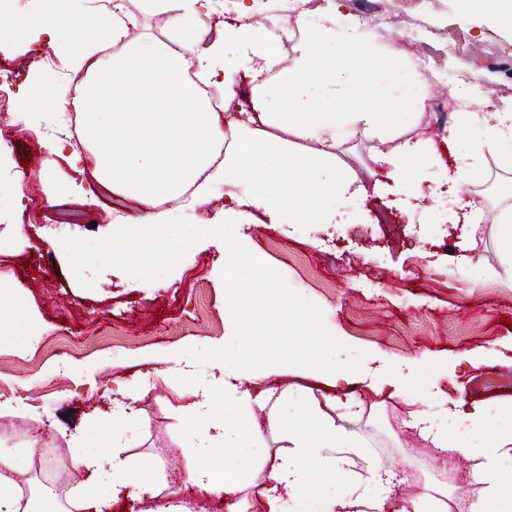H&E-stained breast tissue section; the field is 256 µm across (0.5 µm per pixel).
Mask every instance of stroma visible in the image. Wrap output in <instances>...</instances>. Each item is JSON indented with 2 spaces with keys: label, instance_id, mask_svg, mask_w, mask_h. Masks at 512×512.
Here are the masks:
<instances>
[{
  "label": "stroma",
  "instance_id": "35a3bbf8",
  "mask_svg": "<svg viewBox=\"0 0 512 512\" xmlns=\"http://www.w3.org/2000/svg\"><path fill=\"white\" fill-rule=\"evenodd\" d=\"M308 7L328 13L337 26L367 29L369 92L377 104H384L390 84H412L411 94L396 109L395 122L405 136L426 139L423 170L453 167L455 154L482 145L484 131L478 127L462 129L456 141L448 139L460 113L477 108L475 100L460 98V90L491 92L495 107L512 108V57L500 54L503 45L512 44V29L484 17L463 19L458 0H384L378 11L363 7L361 0H310ZM429 50L437 62L427 69L421 59ZM0 65L17 74L0 86L6 98L0 108V138L11 147L7 162L0 165V188L9 189L14 175H21L26 203L19 220L0 221V275L12 294L11 304L0 308V323L9 324L20 313L35 318L41 328L39 342L30 348L0 335V403L24 408L17 415H0L6 426L0 450L22 453V468L12 478L23 489L48 485L62 500L77 492L81 480L78 472L63 468L75 453L72 436L78 432L84 433L89 449L120 444L122 457L148 463L161 483L178 482L193 456V440L170 404L189 380L175 372L157 376L153 370L171 353L230 340L233 329L221 280L226 248L217 239L202 240L193 256L152 291L116 268L104 269L93 288L81 287L53 232L101 238L113 225L139 216L143 206L101 186L92 168L79 172L70 167L67 155H88V140L67 141L54 149L44 138L45 123L29 121L19 109V97L37 72L46 82L82 89L86 73L72 65L70 56L58 53L45 37L32 51L0 54ZM207 91L221 101L223 121L253 110L245 74L236 75L230 85L215 79ZM439 92L448 96L444 114L431 108ZM385 149L362 131L331 149L337 167L355 171L363 180L365 191L352 223L287 226L271 223L258 211L253 223L236 226L237 238L322 309L325 324L335 326L344 345L342 358L386 354L403 367L413 391L425 388L438 366L449 362L455 377L442 388L451 398L511 397L512 280L485 274L487 266L507 265L506 248L495 225L465 223L461 201L476 198L490 209L512 200V149L484 148L462 194L420 181L414 204L390 197V180L379 160ZM47 180L57 185L52 204L43 192ZM462 252L469 258L464 266L456 261ZM474 353L482 355L483 366L469 364ZM112 356L124 357L125 366H106ZM73 364H93L100 371L89 382L70 373ZM147 372L152 378L135 402V417L113 412L119 382ZM269 383L281 390L301 385L318 395H359L362 417L338 421L363 443L352 457L355 470L374 464L393 470L400 495L444 483L449 512H467L470 490L450 481L448 474L472 475L478 459L454 448L435 452L408 428L411 407L393 397L390 388L375 389L357 380L332 388L317 384L314 372L303 368L271 377ZM233 417L239 430L235 447L214 453L209 462L216 467L230 463L246 478L282 441L269 430L260 438L253 435L249 424L264 425L263 413L239 407ZM44 430L52 447L38 470L33 466L39 451L36 435ZM437 453L451 462V469L431 467Z\"/></svg>",
  "mask_w": 512,
  "mask_h": 512
}]
</instances>
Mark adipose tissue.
Masks as SVG:
<instances>
[{
  "label": "adipose tissue",
  "mask_w": 512,
  "mask_h": 512,
  "mask_svg": "<svg viewBox=\"0 0 512 512\" xmlns=\"http://www.w3.org/2000/svg\"><path fill=\"white\" fill-rule=\"evenodd\" d=\"M90 2L35 0V10L20 25L33 38L48 36L65 53L70 45L59 32L67 19L88 13ZM203 2L213 13L234 11L238 21L222 24L218 37L209 39L199 10ZM145 7L165 18L163 43L129 41L131 18L121 0H111L100 18L108 38L123 43V50L105 57L100 45L89 43L76 59L77 68L87 76L84 132L94 144L90 161L103 185L152 205L178 197L184 186L193 184L204 204L211 184L232 173L239 189L224 195L225 223H249L251 209L257 208L275 224H343L362 187L356 176L337 170L326 147L360 127L388 143L384 160L389 175L401 194L414 196L412 169L422 146L402 138L390 113L380 111L361 93L369 78L368 69L360 64L369 35L360 26L339 29L326 17L300 10L299 19L313 38L293 59L287 82L273 84L266 74L278 61L277 40L251 22L252 16L268 14L270 0H145ZM191 66L199 79L195 85L184 77ZM242 71L252 75L260 122L274 133L261 137L249 121H234L233 146L218 162L212 148L225 136L223 124L199 86L218 75L232 82ZM170 221V213L155 212L121 227L140 263L158 252L162 238L157 228ZM266 311L263 353L247 355L238 371L222 369L191 380L179 395L176 411L195 433L201 454L230 447L237 431L231 423L235 406L265 412L266 428L279 433L283 444L248 478L230 466L217 469L202 458L195 460L185 469L184 488L218 499L227 512H245L250 493L265 500L267 512H443L437 486L401 497L395 493L396 476L391 471H354L346 451L355 442L328 411L337 408L345 416L360 417L364 408L356 397L342 401L329 396L321 402L312 390L298 387L287 396L303 403L306 417L283 413L284 398L266 381L298 365L301 351L290 339L298 314L284 293L271 295ZM353 372L376 386L391 387L395 395L414 404L411 426L433 447H447L452 430L470 436V443L459 449L482 457L484 466L472 475L478 489L469 512H512V477L504 474L506 460H512V398L447 403L439 397L442 381L450 377L444 366L417 395L402 375L375 366L370 358L353 368L336 365L330 386L348 380ZM263 429L254 428V435ZM16 466L14 456L0 454V512H60L52 489L27 494L9 479ZM73 467L84 475L81 494L72 504L74 512H110L123 496L139 503L151 501L149 512H180L173 502L162 501L156 478L119 454L83 451L75 455ZM320 476L335 484V492L317 493Z\"/></svg>",
  "instance_id": "adipose-tissue-1"
}]
</instances>
